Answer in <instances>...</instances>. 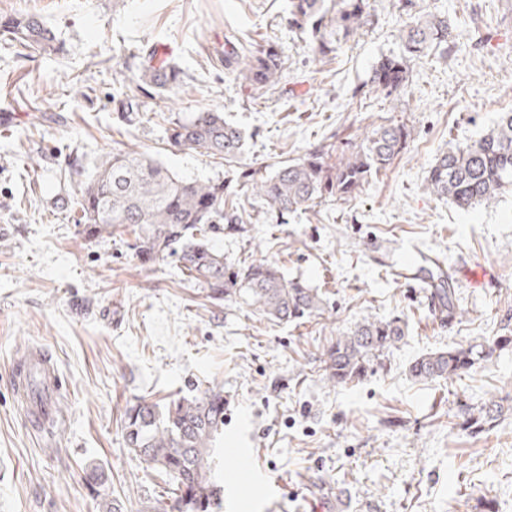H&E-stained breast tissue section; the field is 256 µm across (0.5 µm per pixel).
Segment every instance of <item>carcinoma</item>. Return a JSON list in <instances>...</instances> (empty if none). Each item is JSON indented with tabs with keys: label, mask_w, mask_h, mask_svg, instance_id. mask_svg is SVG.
<instances>
[{
	"label": "carcinoma",
	"mask_w": 512,
	"mask_h": 512,
	"mask_svg": "<svg viewBox=\"0 0 512 512\" xmlns=\"http://www.w3.org/2000/svg\"><path fill=\"white\" fill-rule=\"evenodd\" d=\"M368 8V0H288V23L309 33L308 47L321 60L359 34L368 24ZM450 39L445 16L430 14L405 25L399 35L400 52L378 62L373 86L387 98L397 96L409 82L408 62L431 49L448 50ZM0 42L21 55L61 50L54 30L29 14L0 19ZM224 68L260 97L278 83L282 61L270 43L258 48L232 45L224 51ZM180 82V72L173 67L145 65L139 83L128 88L120 104L130 110L138 93L146 94L150 88L159 95L172 93ZM169 139L227 163L238 162L246 146L240 129L225 121L224 114L209 110L173 123ZM411 140L408 126L380 124L336 158L319 144L270 175L246 173L244 185L263 198L270 214L281 218L326 198L352 196L387 169ZM508 187H512V112L500 113L479 139L453 145L438 155L426 178L430 194L460 209L488 203ZM236 194L220 179H183L143 153L119 150L106 155L85 182L72 220L84 226L89 238L110 235L122 225L139 229L141 255L149 260L176 258L213 301L239 299L258 314L284 323L320 311L317 290L287 279L278 266L260 262L235 270L210 245L212 235L247 233L243 214L226 205ZM434 292L440 295L442 309L430 310L432 317L442 326L452 323L457 315L455 288L446 282ZM404 338L405 322L398 316L363 318L327 349L328 381L343 386L362 380L384 351ZM488 357L483 343L437 350L415 359L409 375L420 382L452 379L479 367ZM224 405V391L211 389L201 397H180L163 406L138 399L125 409V447L168 476L177 512H208L214 504L208 459L224 428ZM505 411L503 400L490 398L462 412L459 428L472 437L486 433Z\"/></svg>",
	"instance_id": "cac0c4a2"
}]
</instances>
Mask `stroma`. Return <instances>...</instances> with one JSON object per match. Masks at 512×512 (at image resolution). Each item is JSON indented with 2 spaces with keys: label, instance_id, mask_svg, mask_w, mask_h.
I'll use <instances>...</instances> for the list:
<instances>
[{
  "label": "stroma",
  "instance_id": "1",
  "mask_svg": "<svg viewBox=\"0 0 512 512\" xmlns=\"http://www.w3.org/2000/svg\"><path fill=\"white\" fill-rule=\"evenodd\" d=\"M288 0H0L34 14L63 49L19 56L0 45V512H175L163 473L122 440L127 403H166L223 389L224 431L212 455L217 512H315L339 496L348 512H512V413L478 437L455 426L460 403L512 399V350L454 381H414L421 354L501 335L512 315V189L470 210L431 196L425 177L449 144L476 140L512 110V0H370V21L332 62L314 59L287 20ZM447 17V51L412 60L406 90L381 108L371 87L399 31ZM274 44L279 84L252 95L224 68L228 36ZM175 65L174 101L139 95L121 111L143 57ZM209 109L247 135L225 164L171 144L173 122ZM407 124L391 167L345 200L276 222L261 199L239 207L248 236L220 235L228 262L265 261L316 288L323 308L297 322L207 298L176 258L147 262L136 232L90 239L59 209L77 200L102 156L137 150L177 175L237 182L272 172L313 145L360 142ZM414 244L452 269L483 267L492 284L456 283L461 319L440 326L415 283L386 264ZM402 316L409 333L388 369L333 386L326 350L366 317ZM33 347L62 382L42 428L29 427L12 372ZM99 466L90 489L85 472Z\"/></svg>",
  "mask_w": 512,
  "mask_h": 512
}]
</instances>
